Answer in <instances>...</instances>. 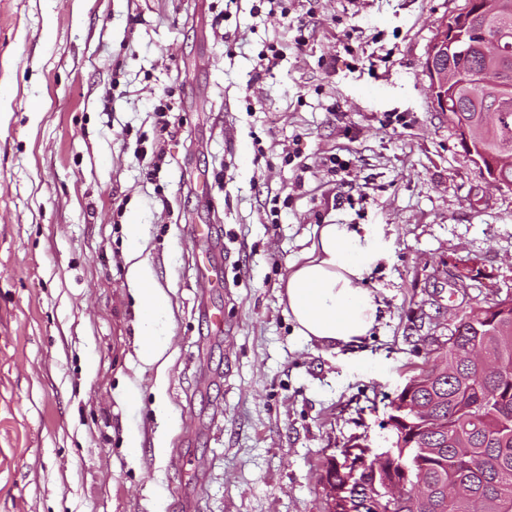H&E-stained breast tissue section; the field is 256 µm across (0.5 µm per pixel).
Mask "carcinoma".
<instances>
[{
	"mask_svg": "<svg viewBox=\"0 0 512 512\" xmlns=\"http://www.w3.org/2000/svg\"><path fill=\"white\" fill-rule=\"evenodd\" d=\"M490 22L509 31L503 67L512 80V0H492ZM464 111L448 120L466 124L475 140L498 156L512 158V101L498 113L497 123L485 121L489 101L471 99L461 88ZM453 376L427 373L413 383L417 403L428 408L433 428L418 432L420 441L407 447L393 432L390 452L394 473L406 469L409 480H421L420 496L448 486L455 495L426 512H512V318L475 309L463 312L453 332ZM381 512H412L411 499L378 495Z\"/></svg>",
	"mask_w": 512,
	"mask_h": 512,
	"instance_id": "obj_1",
	"label": "carcinoma"
}]
</instances>
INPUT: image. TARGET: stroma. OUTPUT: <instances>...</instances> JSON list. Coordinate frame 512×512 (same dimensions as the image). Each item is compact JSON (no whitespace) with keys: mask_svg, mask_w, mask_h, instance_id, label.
Segmentation results:
<instances>
[{"mask_svg":"<svg viewBox=\"0 0 512 512\" xmlns=\"http://www.w3.org/2000/svg\"><path fill=\"white\" fill-rule=\"evenodd\" d=\"M464 3L0 0V512H326L328 461L391 446L431 338L512 290V190L424 73ZM133 212L170 300L161 374L134 352ZM332 223L374 240L354 345L298 336L281 301ZM451 259L480 269L467 292Z\"/></svg>","mask_w":512,"mask_h":512,"instance_id":"35a3bbf8","label":"stroma"}]
</instances>
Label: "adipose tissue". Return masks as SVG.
Segmentation results:
<instances>
[{
    "label": "adipose tissue",
    "instance_id": "ef3b65f1",
    "mask_svg": "<svg viewBox=\"0 0 512 512\" xmlns=\"http://www.w3.org/2000/svg\"><path fill=\"white\" fill-rule=\"evenodd\" d=\"M134 250L127 281L139 310L136 355L144 366L164 367L170 341L165 321L169 299L157 288L151 267L138 248L144 227L126 226ZM373 258L370 236L344 224H324L304 261L290 266L282 297L300 336L322 344H351L370 335L377 324V296L362 282Z\"/></svg>",
    "mask_w": 512,
    "mask_h": 512
}]
</instances>
